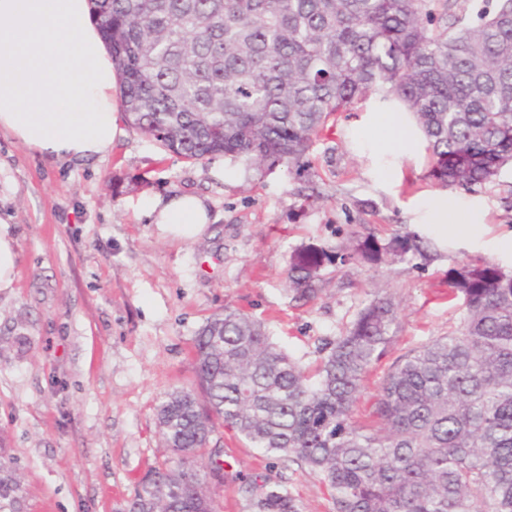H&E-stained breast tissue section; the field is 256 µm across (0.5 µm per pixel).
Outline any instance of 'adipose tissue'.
I'll use <instances>...</instances> for the list:
<instances>
[{
    "mask_svg": "<svg viewBox=\"0 0 512 512\" xmlns=\"http://www.w3.org/2000/svg\"><path fill=\"white\" fill-rule=\"evenodd\" d=\"M117 74L89 0H0V133L49 159L106 156L120 134ZM159 229L191 239L210 221L196 195L148 200Z\"/></svg>",
    "mask_w": 512,
    "mask_h": 512,
    "instance_id": "adipose-tissue-1",
    "label": "adipose tissue"
}]
</instances>
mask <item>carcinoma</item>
<instances>
[{
  "label": "carcinoma",
  "instance_id": "obj_1",
  "mask_svg": "<svg viewBox=\"0 0 512 512\" xmlns=\"http://www.w3.org/2000/svg\"><path fill=\"white\" fill-rule=\"evenodd\" d=\"M120 77L130 127L198 162L224 154L303 167L330 117L372 92L398 100L432 156L430 177L469 190L512 163V0H91ZM324 254L288 279L313 298ZM458 332L400 357L369 413L350 421L390 341L394 303L377 298L323 340L309 371L238 309L194 339L201 394L158 407L166 445L130 512H212L201 470L224 478L219 428L307 471L331 512H512V276L464 263L448 282ZM253 512H300L290 481H249Z\"/></svg>",
  "mask_w": 512,
  "mask_h": 512
}]
</instances>
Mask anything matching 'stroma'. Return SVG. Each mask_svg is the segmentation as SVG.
<instances>
[{"label":"stroma","instance_id":"stroma-1","mask_svg":"<svg viewBox=\"0 0 512 512\" xmlns=\"http://www.w3.org/2000/svg\"><path fill=\"white\" fill-rule=\"evenodd\" d=\"M376 99L335 116L300 170L215 155L191 163L124 129L102 159L50 160L0 134V231L16 253L0 290V512H129L151 466L172 459L157 409L194 386L205 320L240 308L279 347L314 366L377 297L396 308L391 340L367 372L351 421L364 425L394 362L456 332L448 275L490 261L512 274V166L470 190L428 176L425 148L388 151ZM193 193L212 222L192 241L164 236L143 198ZM475 202V232L429 225L433 198ZM379 261L363 259L366 245ZM310 248L326 259L314 300L288 271ZM223 478L214 512H251L245 479L283 475L232 432L215 434Z\"/></svg>","mask_w":512,"mask_h":512}]
</instances>
